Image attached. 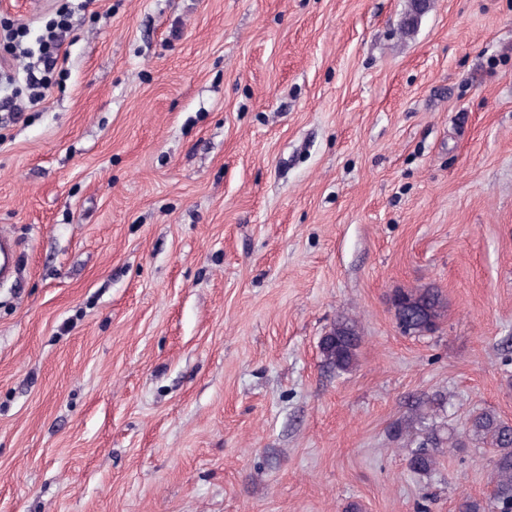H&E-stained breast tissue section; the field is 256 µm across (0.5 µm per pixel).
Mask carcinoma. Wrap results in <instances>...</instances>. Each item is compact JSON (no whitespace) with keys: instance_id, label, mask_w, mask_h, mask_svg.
Here are the masks:
<instances>
[{"instance_id":"carcinoma-1","label":"carcinoma","mask_w":512,"mask_h":512,"mask_svg":"<svg viewBox=\"0 0 512 512\" xmlns=\"http://www.w3.org/2000/svg\"><path fill=\"white\" fill-rule=\"evenodd\" d=\"M395 296L404 298L402 315L412 332L429 330L430 325L445 318L446 302L440 289L433 286L402 289ZM362 336L357 323L341 317L320 341L323 363L338 373H348L356 366ZM420 432L406 426L395 428L400 441L407 471L420 478H429L439 466L443 449L458 448L462 441L457 433L444 423L433 420V413L421 412L417 416ZM465 435L473 448H491L494 458L490 472L491 490L487 499L471 496L461 498L458 512H512V423L491 410L473 412Z\"/></svg>"}]
</instances>
